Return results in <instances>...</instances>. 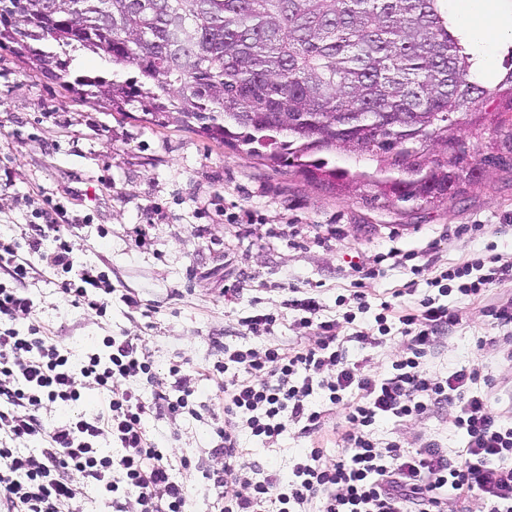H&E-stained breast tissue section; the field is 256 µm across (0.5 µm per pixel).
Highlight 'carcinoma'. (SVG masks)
<instances>
[{"label":"carcinoma","instance_id":"carcinoma-1","mask_svg":"<svg viewBox=\"0 0 512 512\" xmlns=\"http://www.w3.org/2000/svg\"><path fill=\"white\" fill-rule=\"evenodd\" d=\"M97 2L87 15L67 0H0V47L68 92L95 88L106 109L136 106L320 189L364 180L390 206L450 200L480 166L512 167L467 154L448 127L497 92L474 80L446 0ZM81 49L137 75L75 76ZM478 120L512 145V107ZM338 153L376 163L375 174L337 167Z\"/></svg>","mask_w":512,"mask_h":512}]
</instances>
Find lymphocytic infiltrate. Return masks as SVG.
Listing matches in <instances>:
<instances>
[{
  "mask_svg": "<svg viewBox=\"0 0 512 512\" xmlns=\"http://www.w3.org/2000/svg\"><path fill=\"white\" fill-rule=\"evenodd\" d=\"M512 282V263L491 254L448 268L434 278L440 295L480 297L490 285ZM302 325L316 335L313 345L264 350L236 349L226 362L206 369V376L225 375L224 427L219 455L224 476L217 479L223 512H257L271 501L278 512H462L466 494L480 493L484 512H512V423H505L484 393L475 389L479 369L446 377L427 371L423 359L449 326L459 321L448 305L428 297L404 310L406 354L385 374H369L348 363L344 341L331 321H315V298L297 299ZM32 302L15 289L0 288V512H71L83 488L95 487L109 503L136 493L140 512H188V495L173 480L164 455L142 427L147 407L122 379L149 373L150 362L133 338L106 337L100 348L73 364L68 349L41 326L21 331L10 327L17 312ZM241 376L227 377L228 363ZM109 393L107 408L76 415L45 429L38 412L54 404L76 403L83 380ZM330 404H346L344 446L325 460L320 448L298 457L280 479L262 474L245 460L238 430L276 442L298 422L304 433L317 432L322 412L308 405L314 388ZM456 404L452 426L467 437L460 459L429 440L406 450L397 442L378 446L373 427L387 417H422L442 404ZM121 448L120 456L104 452L103 435ZM41 447H31L33 438Z\"/></svg>",
  "mask_w": 512,
  "mask_h": 512,
  "instance_id": "f902f5d3",
  "label": "lymphocytic infiltrate"
}]
</instances>
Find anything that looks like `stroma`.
Instances as JSON below:
<instances>
[{
  "label": "stroma",
  "instance_id": "obj_1",
  "mask_svg": "<svg viewBox=\"0 0 512 512\" xmlns=\"http://www.w3.org/2000/svg\"><path fill=\"white\" fill-rule=\"evenodd\" d=\"M366 195L363 188L320 190L205 135L159 128L132 110L80 102L0 49V252L27 253L50 209L60 232L43 238L41 251L53 254L64 243L70 258L54 270L38 267L19 285L0 278V286L20 287L34 304L32 314L17 313L14 324L23 329L41 322L75 362L105 337H139L150 374L119 386L136 389L147 402L159 389L178 397L170 369L180 366L193 389L188 410L152 409L143 426L186 488L192 512H219L213 480L224 472V459L214 452L224 395L200 371L228 348L313 344V331L299 325L301 311L286 308V301L316 297L319 320L335 321L337 334L347 339V361L379 373L403 350L397 318L388 317V333L378 344L363 348L349 336L377 329L382 303L398 311L437 297L432 278L490 247L512 262L511 167L486 168L455 199L434 205L385 208ZM392 252L414 255L422 273L389 260ZM88 271L112 287L108 295L102 288L89 291L106 301L99 314L74 306L62 291L80 287ZM358 283L369 306L354 312L341 298ZM446 301L459 322L426 357V368L438 376L479 368L478 389L495 412L512 420V361L503 355V329L484 316L482 302L456 292ZM349 311L354 321H346ZM256 314L274 315L270 339L254 338L245 327V318ZM81 393L71 406L41 409L45 427L95 414L108 402L94 387ZM309 402L324 414L319 432L307 435L292 423L268 445L240 431L248 460L284 476L308 449L335 458L345 409L330 405L319 388ZM454 412L448 405L422 418L384 420L373 436L405 448L432 439L456 452L466 437L450 424Z\"/></svg>",
  "mask_w": 512,
  "mask_h": 512
}]
</instances>
